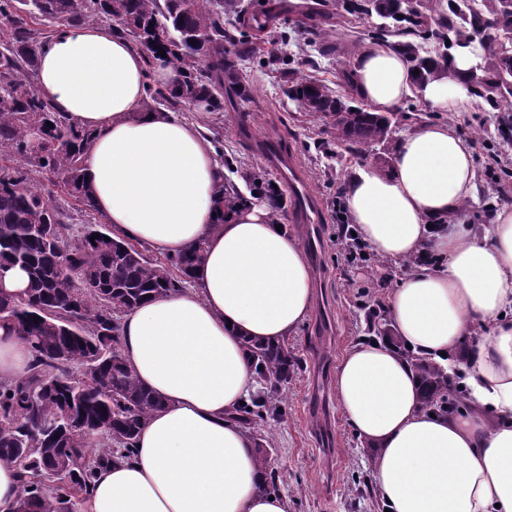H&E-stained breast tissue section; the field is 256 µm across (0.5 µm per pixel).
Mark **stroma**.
<instances>
[{
    "label": "stroma",
    "instance_id": "1",
    "mask_svg": "<svg viewBox=\"0 0 512 512\" xmlns=\"http://www.w3.org/2000/svg\"><path fill=\"white\" fill-rule=\"evenodd\" d=\"M315 0H277L278 14L269 29L278 33L274 54L301 61L305 75L336 83L338 63L351 62L357 33L373 28L376 18L349 23L338 16L330 20L329 42L335 51L323 53L321 45H311L304 33L312 24L309 8ZM250 92L232 98L223 111L195 112L179 109L180 117L198 119L209 129L217 150L223 151L225 168L233 182H242V173L265 167L259 142L274 139L286 145L304 174L325 213L320 226L317 250L308 254L313 273L315 303L306 322L290 341L299 369L283 391V411L258 428L272 432L276 447L271 466L280 476V492L288 497L291 512H378L375 498L363 493L370 479L373 451L360 441L346 424L336 400V368L347 350L364 335L359 305L370 299L372 285L385 273L402 277L403 264L349 261L336 235L339 231L336 201L343 196L347 179L356 168H390L393 150H375L337 158L326 149L329 136L325 125L289 100L279 87L278 73L270 64L247 63ZM415 98H405L396 113L404 132L431 120L452 123L459 134L472 141L474 163L480 187L495 186L493 195L470 206L473 223H486L491 207L512 204V179H498L494 162L499 140L497 124L487 105L479 103L471 111L455 116L450 112L415 111Z\"/></svg>",
    "mask_w": 512,
    "mask_h": 512
}]
</instances>
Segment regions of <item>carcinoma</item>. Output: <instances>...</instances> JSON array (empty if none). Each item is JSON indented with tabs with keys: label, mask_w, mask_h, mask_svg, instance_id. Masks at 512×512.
Returning a JSON list of instances; mask_svg holds the SVG:
<instances>
[{
	"label": "carcinoma",
	"mask_w": 512,
	"mask_h": 512,
	"mask_svg": "<svg viewBox=\"0 0 512 512\" xmlns=\"http://www.w3.org/2000/svg\"><path fill=\"white\" fill-rule=\"evenodd\" d=\"M337 8L358 18L378 17L381 23L362 40L387 42L405 55L418 70V85L448 74L458 45L497 21L501 48L486 56L468 83L497 112L502 144L512 145V0H417L412 10L398 0H343L339 7L324 0L315 15L329 21ZM0 17L11 21L0 38V267L17 266L21 254L28 274L23 299L0 284V321L12 324L34 353L24 378L0 381V464L14 467L20 478L14 512H80L97 470L133 456L142 422L161 406L123 359L122 316L149 295L185 287L204 242L162 261L110 232L102 242L89 228L80 242H71L67 214L33 182L47 175L81 210H96L82 167L92 132L54 111L32 82L39 51L54 33L46 27L105 22L128 36L148 65L159 60L181 70L175 90L148 86L155 104L222 112L224 93L249 95L239 62L264 59L268 22L246 21L242 0H0ZM282 65L288 99L327 120L330 144L339 152L365 153L392 141L397 117L333 93L287 61ZM246 179L280 196L266 171L251 169ZM215 194L225 213L246 202L231 182L218 184ZM362 311L368 338L390 341L412 363L424 408L459 405L461 391L448 382L445 368L394 336L381 299ZM243 344L262 387L238 409L237 419L255 442L258 466L266 472L264 490L277 492L279 476L270 468L274 437L254 430L281 415V390L297 374L298 359L286 339L246 337ZM101 423L111 430L96 431Z\"/></svg>",
	"instance_id": "cac0c4a2"
}]
</instances>
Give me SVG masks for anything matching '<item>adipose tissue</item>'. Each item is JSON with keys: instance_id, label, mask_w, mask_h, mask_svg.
Segmentation results:
<instances>
[{"instance_id": "ef3b65f1", "label": "adipose tissue", "mask_w": 512, "mask_h": 512, "mask_svg": "<svg viewBox=\"0 0 512 512\" xmlns=\"http://www.w3.org/2000/svg\"><path fill=\"white\" fill-rule=\"evenodd\" d=\"M479 45L459 49L444 77L416 85L389 44L353 60L357 94L376 111L419 94L434 112L472 104ZM172 89L180 73L100 23L63 27L40 52L37 89L55 112L90 129L83 173L115 235L177 255L204 243L190 287L125 313V362L161 407L128 461L99 470L81 512H289L262 486L252 437L234 419L257 386L246 336L285 339L314 303L298 238L278 231L257 195L215 222L225 170L198 122L144 110L145 80ZM479 184L473 145L452 124L425 122L396 144L393 165L358 168L345 207L363 243L413 265L386 298L402 343L434 360L461 359L467 406L430 414L410 361L395 347L355 343L336 371L339 407L374 450L372 482L390 512H512V206L489 229L464 210ZM29 345L0 325V381L26 374Z\"/></svg>"}]
</instances>
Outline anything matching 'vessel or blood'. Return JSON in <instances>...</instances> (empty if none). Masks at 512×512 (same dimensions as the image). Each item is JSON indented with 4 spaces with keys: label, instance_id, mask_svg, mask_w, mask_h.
I'll use <instances>...</instances> for the list:
<instances>
[{
    "label": "vessel or blood",
    "instance_id": "obj_1",
    "mask_svg": "<svg viewBox=\"0 0 512 512\" xmlns=\"http://www.w3.org/2000/svg\"><path fill=\"white\" fill-rule=\"evenodd\" d=\"M262 155L290 189L298 223L304 224L308 238H315L319 224L325 220L317 197L310 191L306 178L300 173L292 156L270 140L260 144Z\"/></svg>",
    "mask_w": 512,
    "mask_h": 512
}]
</instances>
